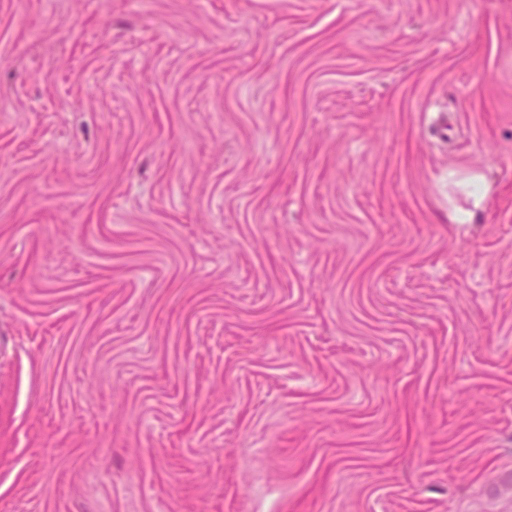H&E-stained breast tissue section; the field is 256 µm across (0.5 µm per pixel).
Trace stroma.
I'll list each match as a JSON object with an SVG mask.
<instances>
[{
  "mask_svg": "<svg viewBox=\"0 0 512 512\" xmlns=\"http://www.w3.org/2000/svg\"><path fill=\"white\" fill-rule=\"evenodd\" d=\"M0 512H512V0H0Z\"/></svg>",
  "mask_w": 512,
  "mask_h": 512,
  "instance_id": "obj_1",
  "label": "stroma"
}]
</instances>
